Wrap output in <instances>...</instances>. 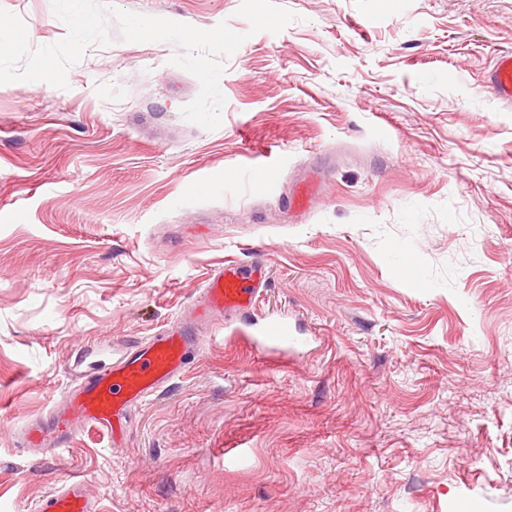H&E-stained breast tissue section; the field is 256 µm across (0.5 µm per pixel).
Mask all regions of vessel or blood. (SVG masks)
<instances>
[{
	"label": "vessel or blood",
	"mask_w": 512,
	"mask_h": 512,
	"mask_svg": "<svg viewBox=\"0 0 512 512\" xmlns=\"http://www.w3.org/2000/svg\"><path fill=\"white\" fill-rule=\"evenodd\" d=\"M484 82L504 104H512V50L500 51ZM322 183L309 178L285 199L289 211L303 212L319 198ZM266 284L258 262L230 261L212 270L199 294L177 317L153 336L129 345L106 367L78 380L62 396L52 399L44 418L20 432V446L34 455H55L75 430L92 426L105 432L113 447H121L131 426V415L151 397L183 377L191 357L198 353L208 328L226 317L248 314ZM264 345L292 346L297 342L284 319L269 320L260 328ZM37 512H99L83 481L68 480L46 495Z\"/></svg>",
	"instance_id": "vessel-or-blood-1"
}]
</instances>
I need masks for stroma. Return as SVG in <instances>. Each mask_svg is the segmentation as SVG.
Returning a JSON list of instances; mask_svg holds the SVG:
<instances>
[{"label":"stroma","mask_w":512,"mask_h":512,"mask_svg":"<svg viewBox=\"0 0 512 512\" xmlns=\"http://www.w3.org/2000/svg\"><path fill=\"white\" fill-rule=\"evenodd\" d=\"M246 41L222 123L167 42L110 24L60 89L0 85V512L83 479L101 512H512V105L483 86L512 0H114ZM31 48L51 0H0ZM325 189L303 216L295 181ZM257 261L248 324L220 331L139 408L121 448L80 429L54 457L21 429L84 372L152 335L207 273ZM262 336H258V341L264 345H273L280 347L293 346L297 343L296 336H293L288 320L276 319L269 320L262 324L260 328Z\"/></svg>","instance_id":"1"}]
</instances>
